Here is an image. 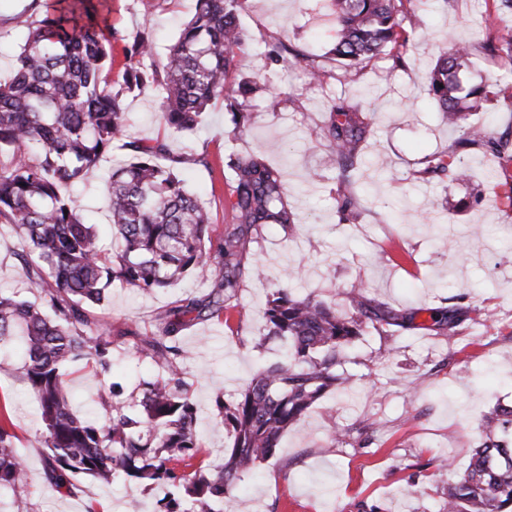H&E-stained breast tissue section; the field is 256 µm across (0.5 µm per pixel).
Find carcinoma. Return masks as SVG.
<instances>
[{
	"mask_svg": "<svg viewBox=\"0 0 512 512\" xmlns=\"http://www.w3.org/2000/svg\"><path fill=\"white\" fill-rule=\"evenodd\" d=\"M106 0H52L42 19L28 29L14 58L11 78L0 82V224L18 237V272L40 302L0 293V348L15 342L24 355L23 380L35 395L42 420L36 437L47 449L45 477L55 490L69 489L77 476L109 485L123 474L156 487L162 512H221L238 481L258 464L277 456L288 429L324 394L350 383L336 370L342 353L373 329L393 336L413 326L405 313L371 299L363 288L346 299L343 315L316 295L298 297L287 288L270 292L265 337L284 341L282 358L262 368L230 403L215 406L231 426L232 446L224 463L189 478L177 471L198 454L195 406L182 389L188 356L181 332L202 318L221 319L234 307L246 280L264 273L249 259L262 229L276 224L291 232L297 224L288 206L282 172L258 154L231 153L225 166L231 219L224 237L213 241L209 212L187 189L182 174L206 166L193 149L173 155L166 139H130L125 101L134 92L157 91L161 121L170 132L190 133L206 110L221 99L231 112L233 133L246 132L254 101L271 93L267 81L244 72L247 34L239 23L243 0H196L195 13L171 46L166 62L146 64L152 41L137 33L125 48L123 84L114 87L103 35ZM430 0H331L336 38L324 56L348 76L375 59L400 66L415 41V13L407 5ZM485 53L508 61L512 81V27L496 28L482 44ZM471 46L449 41L426 77L429 95L448 126L460 131L447 150L424 157L417 177L470 181L465 155L480 151L512 158V134L493 135L473 112L489 100L482 85H464ZM314 83L327 71L315 58L293 54ZM369 122L364 109L338 96L316 135L333 143L336 202L341 221L359 217L357 190ZM124 141L132 160L112 170L107 193L112 235L121 244L109 255L95 225L70 197L87 172L98 166L112 143ZM187 273L209 282L201 298L159 315L152 336L134 343L140 358L163 371L142 380V411L131 412L112 384L109 424L101 426L72 411L63 368L84 360L96 375L112 367L113 341L89 307L104 301L114 282L151 293L170 287ZM429 330L450 339L464 330L457 309L430 312ZM15 435L0 417V489L20 498L22 460ZM444 512H512V405L485 415L468 465L448 481Z\"/></svg>",
	"mask_w": 512,
	"mask_h": 512,
	"instance_id": "1",
	"label": "carcinoma"
}]
</instances>
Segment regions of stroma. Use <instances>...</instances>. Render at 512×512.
I'll return each instance as SVG.
<instances>
[{"label": "stroma", "mask_w": 512, "mask_h": 512, "mask_svg": "<svg viewBox=\"0 0 512 512\" xmlns=\"http://www.w3.org/2000/svg\"><path fill=\"white\" fill-rule=\"evenodd\" d=\"M113 83H121L125 37L149 29L153 60L164 63L195 10V0H107ZM44 5L33 0H0V80L10 77L13 60L28 27ZM416 44L401 68L390 61L370 63L358 81L343 82L339 68L324 54L336 30L325 0H246L239 15L249 40L244 70L270 78L276 98L257 101L249 132L235 137L223 102L207 111L196 133L168 134L156 92L129 95V135L166 138L172 154L194 148L208 166L187 175L190 189L209 210L214 235L225 224V157L258 152L280 168L288 183V204L299 223L293 233L266 227L252 247V260L265 272L263 281L246 282L228 322L194 321L181 335L190 356L183 367L186 392L196 408L202 465L224 461L230 432L216 398L231 401L264 365L282 355L280 343L260 342L263 309L281 283L296 292H317L345 311V294L366 286L371 298L414 313L412 329L393 336L366 330L345 353L351 385L328 394L292 426L278 458L262 463L239 484L237 501L224 512H441L445 482L436 471L439 459L452 460L455 471L468 463V447L479 436L484 414L495 402L512 405V214L491 206L504 179L499 160L467 155L473 183L419 181L415 172L427 155L443 151L456 138L427 94L426 75L438 49L454 38L474 47L469 81L497 82V95L486 102L480 121L493 133L512 131V86L501 81L504 59L486 54L481 44L493 27L512 16H491L483 0H438L417 12ZM282 39L293 48L323 57L328 87H312L301 68H284L266 57L269 43ZM359 102L371 120L365 163L358 187L357 223H339L336 213L332 149L316 139L328 114L330 94ZM128 149L113 144L104 161L76 188L80 204L105 250L115 249L109 230L105 182L112 167L127 163ZM481 203H474V196ZM18 242L0 228V289L37 300L17 276ZM209 285L185 276L170 288L143 293L113 283L101 306L92 310L113 333L123 335L112 348L109 381L94 377L79 361L65 380L78 413L102 418V396L117 382L125 400H135L140 379L161 370L147 359L131 357L133 334L151 335L156 317L185 298H199ZM458 298L467 330L454 340L433 335L431 309ZM243 328L242 335L232 326ZM7 411L23 460L26 493L0 491V512H126L137 500L139 512H158L150 486L118 478L112 484L78 477L70 489L56 491L44 476V448L33 446L42 421L33 395L21 379V354L0 351V411ZM374 425L369 443L355 433Z\"/></svg>", "instance_id": "1"}]
</instances>
